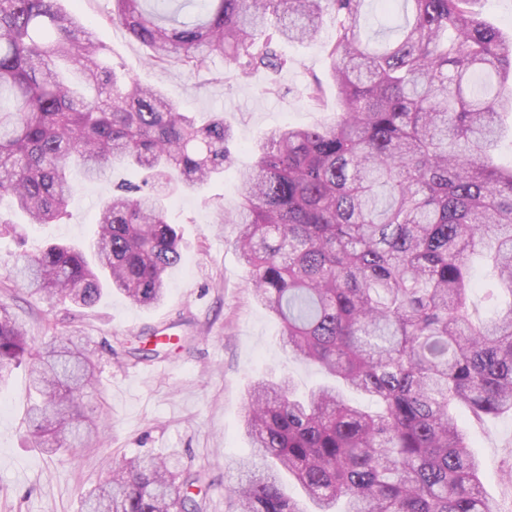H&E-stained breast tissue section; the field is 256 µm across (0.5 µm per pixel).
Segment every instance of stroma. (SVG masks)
<instances>
[{"mask_svg": "<svg viewBox=\"0 0 512 512\" xmlns=\"http://www.w3.org/2000/svg\"><path fill=\"white\" fill-rule=\"evenodd\" d=\"M61 4L95 29L119 75L161 87L198 121L223 114L235 132L237 168L251 163L252 147L272 128L306 127L336 116L333 86H326L318 108L299 94L311 76L327 75L330 31L308 43H279L278 53L291 65L278 73L262 70L241 78L218 57L211 72L192 75L175 63L147 65V48L113 26L110 0ZM71 177L74 193L63 222L30 224L17 213L13 219L24 227L25 245L0 235V300L11 304L37 348L62 345L71 336L88 346L96 381L83 410L97 432L69 452L43 454L27 424L28 370L13 367L0 389V512H81L84 494L109 478L115 463L143 455L171 460L185 477L204 473L199 497L205 512H234L226 488L234 481L232 463L252 452L242 428L251 383L287 374L304 391L324 379L315 366L289 357L279 340V319L251 294L248 270L235 248L238 229L221 221L239 201L234 170L168 200V219L183 236L182 260L167 273L163 301L149 309L118 292L91 309L53 305L5 282L22 252L88 238L100 202L137 175L117 168L90 181L75 167ZM166 327L176 342L166 344L159 357L134 356L139 337ZM457 415L481 462L491 512H512V417L479 421L463 407Z\"/></svg>", "mask_w": 512, "mask_h": 512, "instance_id": "35a3bbf8", "label": "stroma"}]
</instances>
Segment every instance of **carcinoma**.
Listing matches in <instances>:
<instances>
[{
	"mask_svg": "<svg viewBox=\"0 0 512 512\" xmlns=\"http://www.w3.org/2000/svg\"><path fill=\"white\" fill-rule=\"evenodd\" d=\"M478 0H112L110 20L191 74L222 57L239 75L290 66L281 41H312L325 22L338 114L283 126L237 170L226 219L255 300L282 324L288 355L329 382L303 395L290 377L249 391L251 457L234 463L237 512H491L455 413L512 415V164L495 156L512 115V35ZM392 42L373 45L363 21ZM104 45L60 0H0V196L32 224L66 216L70 163L97 179L145 172L100 207L86 245L21 257L31 294L93 308L110 290L151 308L182 258L165 199L224 175L234 131L197 123L158 88L122 79ZM315 76L301 95L320 105ZM495 281L494 316L474 321L473 258ZM31 365L37 447L57 454L95 429L83 415L93 366L69 341L32 346L0 303V380ZM371 399V410L345 392ZM302 495H290L282 473ZM86 512H201L155 457L116 464Z\"/></svg>",
	"mask_w": 512,
	"mask_h": 512,
	"instance_id": "carcinoma-1",
	"label": "carcinoma"
}]
</instances>
